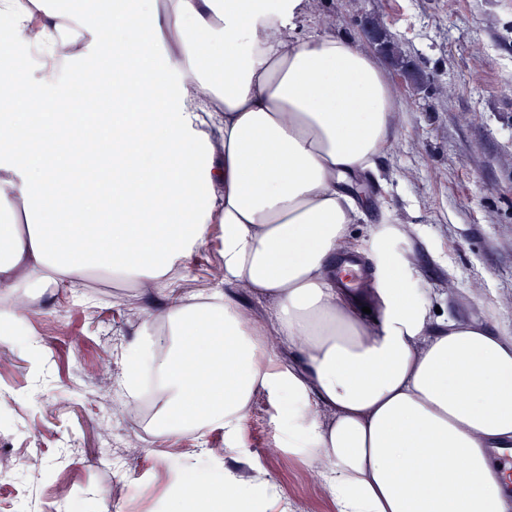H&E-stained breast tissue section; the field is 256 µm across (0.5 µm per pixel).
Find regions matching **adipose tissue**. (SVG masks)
<instances>
[{
    "instance_id": "ef3b65f1",
    "label": "adipose tissue",
    "mask_w": 512,
    "mask_h": 512,
    "mask_svg": "<svg viewBox=\"0 0 512 512\" xmlns=\"http://www.w3.org/2000/svg\"><path fill=\"white\" fill-rule=\"evenodd\" d=\"M308 4L0 0V288L36 300L98 273L160 292L121 377L129 402L154 377L158 436L239 439L264 392L289 448L325 460L336 512H512L489 455L512 447V323L434 319L398 230L355 240L348 185L376 173L400 106L353 39L299 33ZM88 82L90 111H50ZM216 224L225 283L273 301L272 322L175 290ZM197 468L166 512H242L249 489Z\"/></svg>"
}]
</instances>
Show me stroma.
Segmentation results:
<instances>
[{"label": "stroma", "instance_id": "35a3bbf8", "mask_svg": "<svg viewBox=\"0 0 512 512\" xmlns=\"http://www.w3.org/2000/svg\"><path fill=\"white\" fill-rule=\"evenodd\" d=\"M365 14L382 19L430 82L416 91L388 72L403 110L380 180L360 186L369 204L352 231L367 235L389 213L405 232L398 249L442 314L485 320L492 296L512 320V0H310L302 26L342 32L370 52ZM222 251L213 232L179 289H222L271 320L269 302L225 284ZM89 285L100 302L63 289L24 316L42 356L0 337V448L14 463L0 512H71L74 503L81 512H165L176 470L197 463L202 442L218 469L254 487L250 512H335L321 462L289 451L283 406L266 393L255 395L238 444L220 427L157 438L131 424L121 409V354L165 300L117 295L108 278Z\"/></svg>", "mask_w": 512, "mask_h": 512}]
</instances>
